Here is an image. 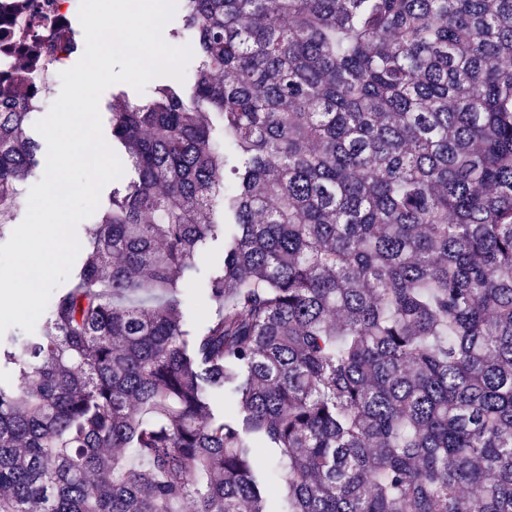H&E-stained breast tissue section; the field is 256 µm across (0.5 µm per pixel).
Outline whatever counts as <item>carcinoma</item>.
I'll return each mask as SVG.
<instances>
[{
  "label": "carcinoma",
  "mask_w": 512,
  "mask_h": 512,
  "mask_svg": "<svg viewBox=\"0 0 512 512\" xmlns=\"http://www.w3.org/2000/svg\"><path fill=\"white\" fill-rule=\"evenodd\" d=\"M182 12L72 287L0 336V512H271L264 453L283 512H512V0ZM44 111L0 98L8 215ZM223 259L224 223L219 224L196 260L194 288L180 298L185 328L191 332L200 331L207 323L209 308L204 291L210 277L219 269Z\"/></svg>",
  "instance_id": "cac0c4a2"
}]
</instances>
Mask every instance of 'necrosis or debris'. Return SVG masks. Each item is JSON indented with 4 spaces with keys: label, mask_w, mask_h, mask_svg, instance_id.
Returning <instances> with one entry per match:
<instances>
[{
    "label": "necrosis or debris",
    "mask_w": 512,
    "mask_h": 512,
    "mask_svg": "<svg viewBox=\"0 0 512 512\" xmlns=\"http://www.w3.org/2000/svg\"><path fill=\"white\" fill-rule=\"evenodd\" d=\"M73 39L71 0H0V98L39 105Z\"/></svg>",
    "instance_id": "1"
}]
</instances>
